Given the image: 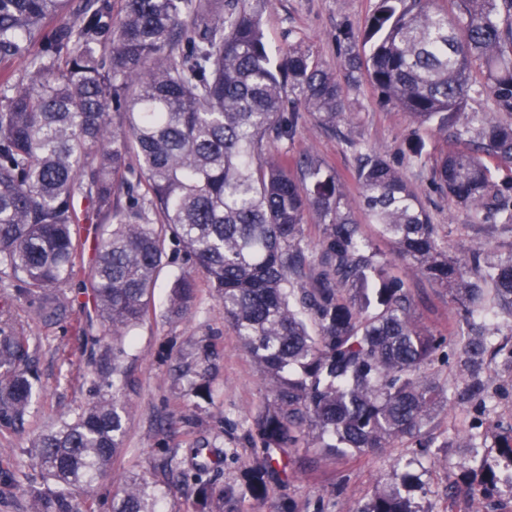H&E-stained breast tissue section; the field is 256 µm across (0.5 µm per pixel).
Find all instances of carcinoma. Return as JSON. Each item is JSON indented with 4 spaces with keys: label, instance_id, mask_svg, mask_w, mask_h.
Returning a JSON list of instances; mask_svg holds the SVG:
<instances>
[{
    "label": "carcinoma",
    "instance_id": "obj_1",
    "mask_svg": "<svg viewBox=\"0 0 512 512\" xmlns=\"http://www.w3.org/2000/svg\"><path fill=\"white\" fill-rule=\"evenodd\" d=\"M433 2L377 0L364 30L348 36L368 53L340 69L350 84L365 73L417 127L446 131L432 182L480 223L507 229L512 123L468 113V98L478 68L495 111L512 114V0ZM302 109L336 131L349 116L344 85L305 49L273 63L249 0H122L117 12L112 0H0V274L45 325L70 315L69 285L86 283L112 335L99 355L112 395L32 443L45 477L29 489L34 512H91L77 499L122 445L123 339L149 314L169 234L269 380L273 404L251 414L248 429L261 457L242 472L253 498L288 474L289 450L306 439L325 456L406 440L412 454L398 460V482L349 512H421L409 493L426 490L437 445L425 427L445 404L469 412L458 447L481 460L448 474V486L464 481L485 497L500 463L512 469V423L496 418L502 386L489 369L512 376V338L492 336L487 324L500 318L512 332V250L450 254L387 155L362 157L357 182L370 222L457 306L459 381L428 379L423 368L450 364L448 338L420 325L397 259L364 235L340 178L311 153L270 155L271 142L294 137ZM309 214L322 222L312 245L302 236ZM84 224L95 239L87 267L78 261ZM196 291L191 275L179 276L170 315L180 317ZM27 348L23 329L1 320L0 426L14 430L33 396ZM208 472L196 466L199 512L242 489L216 491ZM157 500L156 485L139 476L113 509L157 512Z\"/></svg>",
    "mask_w": 512,
    "mask_h": 512
}]
</instances>
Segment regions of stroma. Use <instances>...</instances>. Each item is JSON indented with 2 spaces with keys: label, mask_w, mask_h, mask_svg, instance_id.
<instances>
[{
  "label": "stroma",
  "mask_w": 512,
  "mask_h": 512,
  "mask_svg": "<svg viewBox=\"0 0 512 512\" xmlns=\"http://www.w3.org/2000/svg\"><path fill=\"white\" fill-rule=\"evenodd\" d=\"M376 6V0H265L261 6L262 31L272 61L288 48L300 46L328 68H335L348 53L363 54L362 44L345 40L359 32ZM351 121L334 135L310 113H302L293 139L276 143L274 150L297 156L312 153L338 175L350 201H357L355 179L362 154H386L405 180L425 202L432 223L438 224L449 249L462 253L482 244L493 249L512 244V229L490 231L432 183L431 168L421 165L408 149L412 134H419L430 156L447 150L445 132L428 126L415 129L411 117L382 104L367 79L347 91ZM192 264L175 240L166 244L165 266L158 278L151 311L131 336L126 337L125 363L130 370L123 398L129 417L122 448L112 468L91 492L92 512H112L117 486L132 475H146L159 490L158 512H196L192 476L194 460L209 467L215 487L241 483L243 463L256 458L246 437L247 420L271 399L267 381L241 346L224 309L206 282H199L195 299L182 317L168 313L169 295L176 275L191 271ZM416 299V314L427 330L453 336L456 308L441 288L412 267L399 268ZM10 319L28 337L30 365L35 373V393L24 431L0 428V512H32L27 494L42 481L41 471L27 453L44 428L69 420L98 398L108 395L98 373L99 347L79 332L75 318L53 324L40 323L28 302L9 307ZM189 365L204 373L208 398L196 396L188 379L179 375ZM203 447L201 457L192 450ZM404 443L363 454L321 455L315 444L293 452L300 467L288 480L272 478L264 499L243 495L225 503V512H281L289 499L295 512H339L364 504L393 477L395 460L404 456ZM465 453L444 448L428 477L426 492L415 494L421 512H512V489L503 487L491 497L471 503L466 488L455 498L445 491L449 473L457 471Z\"/></svg>",
  "instance_id": "35a3bbf8"
}]
</instances>
